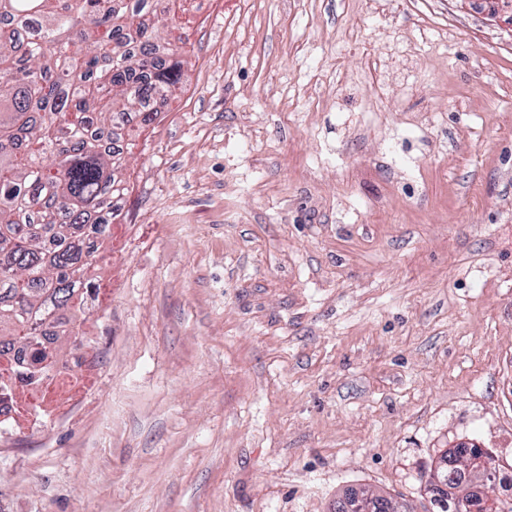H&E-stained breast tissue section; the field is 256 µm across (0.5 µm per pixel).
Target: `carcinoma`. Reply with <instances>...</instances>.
<instances>
[{
    "label": "carcinoma",
    "instance_id": "cac0c4a2",
    "mask_svg": "<svg viewBox=\"0 0 512 512\" xmlns=\"http://www.w3.org/2000/svg\"><path fill=\"white\" fill-rule=\"evenodd\" d=\"M179 0H0V397L54 379L59 352L85 346L90 272L126 190L134 131L156 121L184 75L187 42L157 34ZM66 317L54 346L35 325ZM491 457L457 448L427 482L432 512H460L457 490L479 480L487 512H512L495 494ZM364 512H407L362 492L338 501Z\"/></svg>",
    "mask_w": 512,
    "mask_h": 512
}]
</instances>
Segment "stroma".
I'll list each match as a JSON object with an SVG mask.
<instances>
[{"instance_id": "obj_1", "label": "stroma", "mask_w": 512, "mask_h": 512, "mask_svg": "<svg viewBox=\"0 0 512 512\" xmlns=\"http://www.w3.org/2000/svg\"><path fill=\"white\" fill-rule=\"evenodd\" d=\"M96 372L0 433V512H426L512 474V0H182ZM448 457L466 460L469 466L448 467ZM480 462H488L491 465L483 466ZM493 469L491 457L479 448H456L446 453L440 461L438 470L432 475L434 480L430 479L427 482L426 491L430 497L431 511L467 512L460 511L457 490L479 480L487 492V512H512V499L509 506H505L495 494V487L490 481ZM338 505H350L355 507L356 505L363 504V510L361 512H407L408 510L401 505L398 508L392 503L387 497L379 494H368L362 492L358 495H354L344 500L337 501ZM368 509V510H367Z\"/></svg>"}]
</instances>
